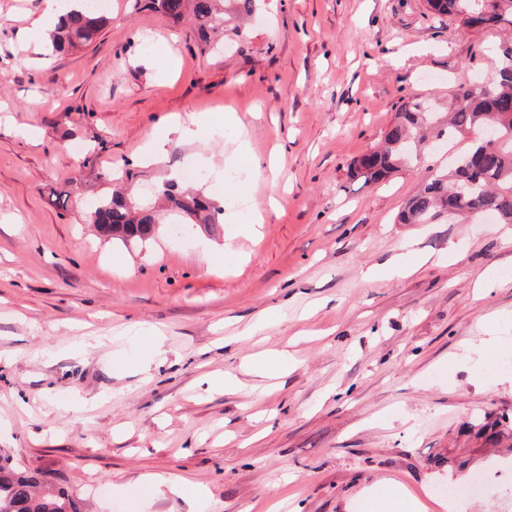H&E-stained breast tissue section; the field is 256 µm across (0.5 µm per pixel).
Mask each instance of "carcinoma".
Wrapping results in <instances>:
<instances>
[{
	"mask_svg": "<svg viewBox=\"0 0 512 512\" xmlns=\"http://www.w3.org/2000/svg\"><path fill=\"white\" fill-rule=\"evenodd\" d=\"M63 18L50 34L54 53H67L93 42L108 23L105 10L88 5ZM159 12L174 23L188 21L200 40L210 46L211 36L224 30V0H145L136 2ZM436 18H459L469 26L499 28L512 25V0H427ZM496 77L486 85L459 83L443 113L428 99L404 103L384 136L383 145L355 158L352 176L375 184L405 167L417 164L436 144L448 142L479 128L483 136L452 161L448 174H436L413 195L398 214L400 224H424L436 213L455 208L453 214L481 218L490 213L502 224H512V44L499 48L494 60ZM157 198L184 224H204L216 231L224 206L201 192L181 190L165 181ZM92 221L106 237L139 244L152 238L156 220L138 207L132 190L99 201ZM478 437H505L500 423L478 420L469 425ZM0 512H78L67 492L54 489L43 475L17 467L0 448Z\"/></svg>",
	"mask_w": 512,
	"mask_h": 512,
	"instance_id": "1",
	"label": "carcinoma"
}]
</instances>
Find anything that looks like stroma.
I'll list each match as a JSON object with an SVG mask.
<instances>
[{
    "label": "stroma",
    "mask_w": 512,
    "mask_h": 512,
    "mask_svg": "<svg viewBox=\"0 0 512 512\" xmlns=\"http://www.w3.org/2000/svg\"><path fill=\"white\" fill-rule=\"evenodd\" d=\"M134 4L55 55L30 32L42 0H0V448L80 512H386L397 490L451 512L437 490L469 475L464 512H512L506 450L468 430L512 418V224L396 223L441 150L379 185L349 172L408 98L492 80L512 26L426 0H254L203 51ZM209 112L231 114L220 134L170 133ZM243 128L262 167L232 180ZM187 168L235 201L215 232L96 231L116 173L145 202Z\"/></svg>",
    "instance_id": "stroma-1"
}]
</instances>
